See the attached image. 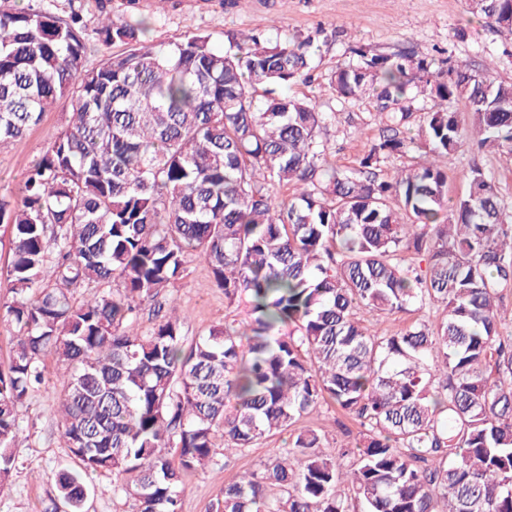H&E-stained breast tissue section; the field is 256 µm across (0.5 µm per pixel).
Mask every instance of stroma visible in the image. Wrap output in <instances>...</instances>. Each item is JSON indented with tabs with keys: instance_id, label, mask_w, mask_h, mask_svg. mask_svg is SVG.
I'll list each match as a JSON object with an SVG mask.
<instances>
[{
	"instance_id": "35a3bbf8",
	"label": "stroma",
	"mask_w": 512,
	"mask_h": 512,
	"mask_svg": "<svg viewBox=\"0 0 512 512\" xmlns=\"http://www.w3.org/2000/svg\"><path fill=\"white\" fill-rule=\"evenodd\" d=\"M0 5H19L60 18L80 14L86 23L84 38L90 47L87 67L98 66L104 56L123 52L124 44H100L95 32L98 17L110 15L143 18L149 23L148 43L179 40L189 33L209 35L214 47L223 48L228 31H260L275 42L293 35H307L317 28H342L340 44L321 48L319 76L297 81L289 94L304 97L336 119L324 131L329 163L341 169L356 167L371 143L381 134L375 122L374 100L338 103L329 74L342 59L345 46L369 45L384 53L404 46L422 53L441 51L444 56L483 68L494 61L495 77L512 81V44L487 30L466 9L464 0H0ZM65 122L63 110L45 113L26 136L0 144V194H11L42 156L47 138ZM438 166L447 175V195L455 201L469 188L466 173L476 165L491 176L501 195L512 201V159L491 150L469 149L442 156ZM171 295L188 317L183 326L186 340L207 334L218 324L247 321L244 306L227 303L216 288L209 266L190 258ZM45 383L41 392L20 407L23 429L14 449L17 468L0 487V512H67L57 496L54 475L70 464L57 415V375L60 362L54 354L43 359ZM304 424L325 433L337 446L357 435L360 426L348 413L330 403L305 415ZM288 434L276 435L256 447L231 457L216 455L213 465L190 478L181 512H209L226 479L255 468L287 447Z\"/></svg>"
}]
</instances>
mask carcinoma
Here are the masks:
<instances>
[{"instance_id": "cac0c4a2", "label": "carcinoma", "mask_w": 512, "mask_h": 512, "mask_svg": "<svg viewBox=\"0 0 512 512\" xmlns=\"http://www.w3.org/2000/svg\"><path fill=\"white\" fill-rule=\"evenodd\" d=\"M466 5L512 41V0ZM84 29L76 15L0 9V143L61 105L70 115L0 196L12 253L0 317L14 342L0 366V486L16 468L18 408L52 352L75 463L56 474L68 512H83L102 473L136 512H179L217 449L288 429L289 446L224 481L211 512H512V335L499 308L512 211L476 165L452 204L429 160L381 176L414 143L400 106L414 88L439 101L418 129L430 153L473 141L511 159L512 82L458 61L437 69L409 47H348L330 75L336 99H374L384 130L340 170L320 139L333 113L277 93L313 78L319 42L340 31L275 44L228 31L217 49L200 33L146 44L140 25L107 17L100 41L127 49L89 69ZM288 185L292 197L274 195ZM405 251L428 252L426 269ZM193 256L250 321L187 344L169 289ZM143 298L155 302L145 331ZM416 305L440 313L385 335L360 317ZM326 400L363 428L337 449L300 425Z\"/></svg>"}]
</instances>
